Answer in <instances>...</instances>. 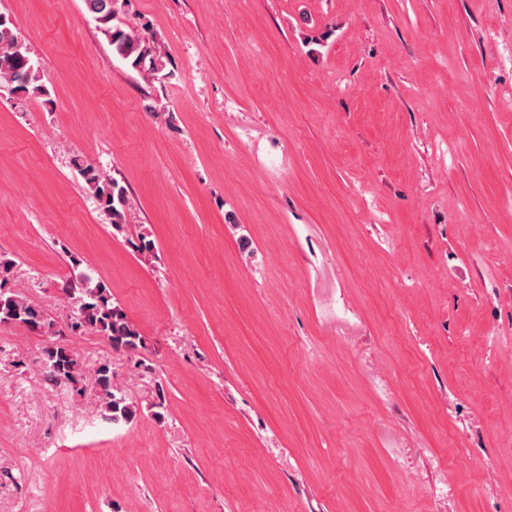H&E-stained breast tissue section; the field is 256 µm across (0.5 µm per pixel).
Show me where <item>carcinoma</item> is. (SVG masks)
Here are the masks:
<instances>
[{
  "label": "carcinoma",
  "instance_id": "cac0c4a2",
  "mask_svg": "<svg viewBox=\"0 0 512 512\" xmlns=\"http://www.w3.org/2000/svg\"><path fill=\"white\" fill-rule=\"evenodd\" d=\"M117 0H85V6L98 24L112 55L129 68L156 76L167 66V53L157 38L128 30L119 19ZM0 88L22 99L51 102L50 91L42 82L39 69L27 45L19 37L12 20L0 13ZM73 166L93 197L99 210L113 227L125 223L126 189L95 164L76 156ZM13 262L0 257V324L12 323L30 331L51 328L44 312L20 290L9 286ZM62 293L77 304V321L73 328L93 330L104 336L115 350L135 351L143 339L123 311L112 303V295L101 281L81 274L68 278ZM44 378L51 384L65 385L83 392L85 370L76 353L62 341H53L42 349ZM100 415L112 422L128 420L135 407L114 386L112 364L104 361L93 372Z\"/></svg>",
  "mask_w": 512,
  "mask_h": 512
}]
</instances>
